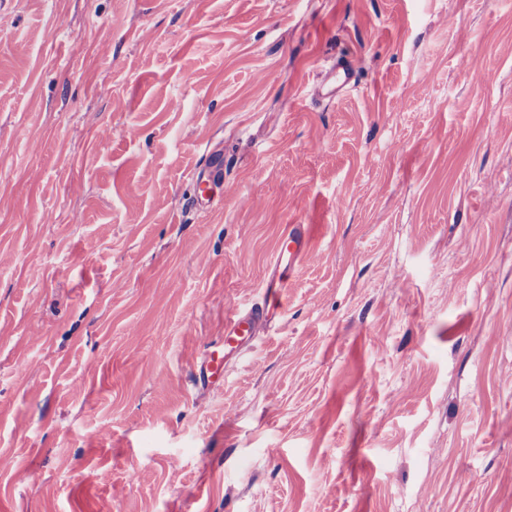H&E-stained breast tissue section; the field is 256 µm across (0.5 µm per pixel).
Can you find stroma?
<instances>
[{"label":"stroma","instance_id":"1","mask_svg":"<svg viewBox=\"0 0 512 512\" xmlns=\"http://www.w3.org/2000/svg\"><path fill=\"white\" fill-rule=\"evenodd\" d=\"M0 455V512H512V0H0ZM354 73L352 64H334L323 80L316 86L315 94L318 98H335L351 82ZM204 155V172L207 179L199 183L200 194H195L190 199V204L194 209L211 211L224 202V162L222 158L216 160L212 153L207 152ZM311 246V233L305 224H289L288 230L278 241L275 254L265 280V292L272 298L269 307L267 302L256 304L248 311L237 312L224 321V336L211 341L200 362L190 374L193 388L213 395L222 387L226 370L224 345L231 351H241L246 348L256 336L263 334L267 326L272 324L273 303L284 296V275L291 271L308 256Z\"/></svg>","mask_w":512,"mask_h":512}]
</instances>
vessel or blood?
I'll list each match as a JSON object with an SVG mask.
<instances>
[{
  "label": "vessel or blood",
  "mask_w": 512,
  "mask_h": 512,
  "mask_svg": "<svg viewBox=\"0 0 512 512\" xmlns=\"http://www.w3.org/2000/svg\"><path fill=\"white\" fill-rule=\"evenodd\" d=\"M354 67L352 64H334L323 80L316 86L315 94L320 98H333L351 82ZM205 181L200 184V192L194 195L192 208L211 211L224 202V162L213 154H206L204 160ZM311 246V233L307 225L292 224L278 241L275 254L265 280V292L269 303L257 304L246 312H237L224 321V334L207 346L197 366L190 374L192 387L212 395L222 387L226 370L225 349L240 351L246 348L256 336L263 334L273 319V301L284 295L287 271L294 269L308 256Z\"/></svg>",
  "instance_id": "obj_1"
}]
</instances>
